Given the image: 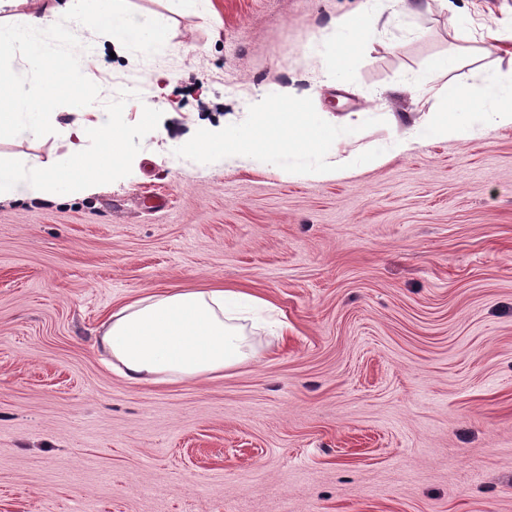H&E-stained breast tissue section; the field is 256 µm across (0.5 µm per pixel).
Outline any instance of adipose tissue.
Returning a JSON list of instances; mask_svg holds the SVG:
<instances>
[{"label": "adipose tissue", "mask_w": 512, "mask_h": 512, "mask_svg": "<svg viewBox=\"0 0 512 512\" xmlns=\"http://www.w3.org/2000/svg\"><path fill=\"white\" fill-rule=\"evenodd\" d=\"M8 2L15 13L0 18V61L24 54L42 77L34 84L0 65V102L10 105L9 111L0 113V132L38 138L52 127L59 132L64 151L50 164L0 161V201L50 199L65 189L111 181L129 166L122 129L111 115L88 111L83 83L59 84L52 66L82 28H106L115 51L136 48L153 53L169 44L167 24L134 23L114 10L112 0H50L41 10L30 7V0ZM399 2L365 0L359 13L336 19V59L324 73L327 80H348L372 21L395 20ZM62 18L68 19V26H59ZM44 31L51 32V41L41 39ZM458 60L455 53L442 56L427 71L398 80L396 91L419 102L436 98L441 106L403 125L380 146V157L404 155L432 141L460 142L479 131L512 127V74L488 76L481 89L471 90L446 80ZM62 94L70 104L67 119L50 110ZM356 132L357 122L351 117L337 119L285 97L259 104L248 125L228 124L219 135L206 131L185 138L182 148L241 163L260 155L282 161L319 156L327 163L317 175L330 178L356 172L354 152L342 147ZM92 139L99 144L94 153L88 148ZM257 304L252 294L220 284L148 293L113 310L99 329L98 342L109 354L112 369L132 385L216 379L249 360V338L239 319Z\"/></svg>", "instance_id": "1"}]
</instances>
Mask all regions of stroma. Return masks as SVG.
I'll return each instance as SVG.
<instances>
[{
	"mask_svg": "<svg viewBox=\"0 0 512 512\" xmlns=\"http://www.w3.org/2000/svg\"><path fill=\"white\" fill-rule=\"evenodd\" d=\"M115 3L165 19V52L116 54L88 28L58 74L87 75L132 170L0 202V512H512V127L323 180L176 147L288 93L359 113L375 148L421 114L398 78L464 44L448 81L512 72V0L373 23L342 85L323 81L333 20L363 0ZM62 151L0 136V159ZM202 279L270 302L287 336L247 328L253 359L201 383L107 366L94 336L114 306Z\"/></svg>",
	"mask_w": 512,
	"mask_h": 512,
	"instance_id": "stroma-1",
	"label": "stroma"
}]
</instances>
